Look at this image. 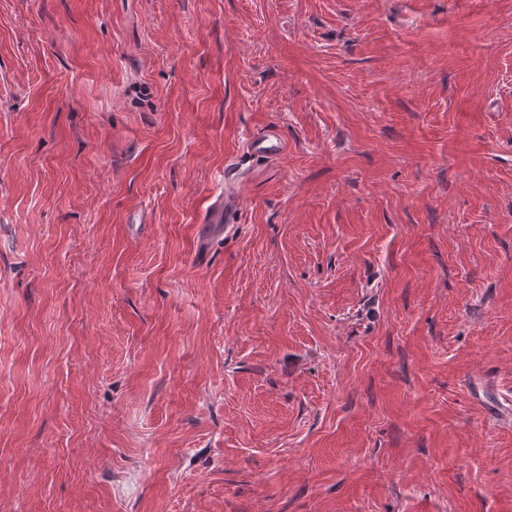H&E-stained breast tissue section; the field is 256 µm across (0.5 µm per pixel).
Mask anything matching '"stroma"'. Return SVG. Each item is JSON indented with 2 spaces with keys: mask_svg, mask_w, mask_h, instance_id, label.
Wrapping results in <instances>:
<instances>
[{
  "mask_svg": "<svg viewBox=\"0 0 512 512\" xmlns=\"http://www.w3.org/2000/svg\"><path fill=\"white\" fill-rule=\"evenodd\" d=\"M0 512H512V0H0ZM249 150L263 157H277L285 151V141L277 130L254 137L249 144ZM237 212L238 206L236 196L233 192L228 191L224 194V198L221 197L211 204L205 223L225 224L224 232H227L229 224H235Z\"/></svg>",
  "mask_w": 512,
  "mask_h": 512,
  "instance_id": "1",
  "label": "stroma"
}]
</instances>
